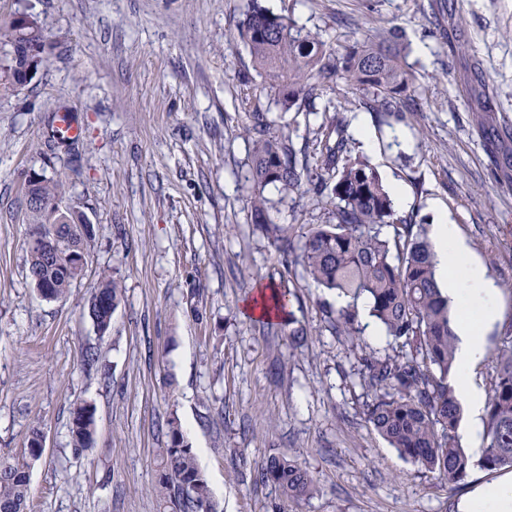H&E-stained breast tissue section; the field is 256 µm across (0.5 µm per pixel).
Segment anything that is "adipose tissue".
Instances as JSON below:
<instances>
[{
  "instance_id": "1",
  "label": "adipose tissue",
  "mask_w": 512,
  "mask_h": 512,
  "mask_svg": "<svg viewBox=\"0 0 512 512\" xmlns=\"http://www.w3.org/2000/svg\"><path fill=\"white\" fill-rule=\"evenodd\" d=\"M431 237L437 277L449 299L463 311L454 327L458 373L453 387L470 409L467 433L473 436L480 429L483 401L471 371L486 353L482 328L495 322L499 315L497 290L485 268L472 258L456 224L449 222L447 212H438ZM459 512H512V477L478 488L461 502Z\"/></svg>"
}]
</instances>
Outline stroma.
Here are the masks:
<instances>
[{
	"label": "stroma",
	"instance_id": "1",
	"mask_svg": "<svg viewBox=\"0 0 512 512\" xmlns=\"http://www.w3.org/2000/svg\"><path fill=\"white\" fill-rule=\"evenodd\" d=\"M290 16L336 50L402 27V63L422 109L379 116L345 83L326 96L363 117L376 147L352 141L384 184H400L399 215L433 224L445 209L498 291L473 372L482 393L512 323V0H0V72L11 24L43 28V61L26 85L0 84V457L30 462L27 512H159L158 451L176 417L218 512H458L502 472L473 469L454 486L407 461L367 422L362 351L330 332L336 294L301 268L288 273L303 343L242 313L279 269L247 222L251 140L245 114L269 108L237 26L253 5ZM79 135L56 144L58 114ZM61 184L94 228L69 293L41 297L27 275L34 231L30 173ZM275 222L301 246L323 210L311 195L279 199ZM121 302L106 333L89 315L102 278ZM97 361L84 367L81 352ZM80 403L95 409L92 447L75 450ZM297 460L318 491L284 500L254 476L270 455Z\"/></svg>",
	"mask_w": 512,
	"mask_h": 512
}]
</instances>
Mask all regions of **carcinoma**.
Masks as SVG:
<instances>
[{
	"label": "carcinoma",
	"instance_id": "carcinoma-1",
	"mask_svg": "<svg viewBox=\"0 0 512 512\" xmlns=\"http://www.w3.org/2000/svg\"><path fill=\"white\" fill-rule=\"evenodd\" d=\"M248 47L254 70L266 82L272 103L281 113H294L310 124V117L329 112L317 107L329 84L338 80L362 94L365 105L376 112H392L407 97L411 74L397 50L399 31L392 28L377 43H361L341 54L319 36L304 31L285 15L260 6L249 11L238 26ZM242 125L254 149L248 164L251 184L248 223L275 246L285 271L301 266L319 288L344 298L346 306L328 318L337 336L360 339L358 303L383 327L400 350L361 357L370 400L368 422L399 455L450 485L463 481L474 467L490 473L512 468V326L506 329L496 356V374L485 405L487 444L473 459L458 442L462 406L450 384L457 373L453 322L461 311L453 309L436 277L434 245L427 228L414 216H400L369 162L350 158L346 122L341 111L324 117L320 128L336 134L333 144L315 162L297 147L291 124L277 125L260 109L246 113ZM273 187L281 198L312 193L326 204V221L305 236L300 251L286 228L271 217L274 202L265 196ZM331 189L326 196L324 191ZM38 192L51 203L63 195L61 185L46 179ZM54 220L72 225L58 243L61 255L83 250L86 236L78 231L84 218L46 211L31 214L42 226ZM392 228V234L385 228ZM82 268L49 262L43 248L28 245V274L39 293L57 299L68 293ZM269 304L285 312L288 288L272 283ZM122 295L118 285L103 280L93 289L89 313L101 333L112 323ZM169 444L160 449L154 491L160 512H216L212 489L185 443L180 424L166 421ZM94 410L78 405L72 411L70 437L77 448L94 441ZM256 481L273 485L285 499L305 500L316 492L311 473L296 460L272 455L258 471ZM29 464L0 458V512H25L29 497Z\"/></svg>",
	"mask_w": 512,
	"mask_h": 512
}]
</instances>
